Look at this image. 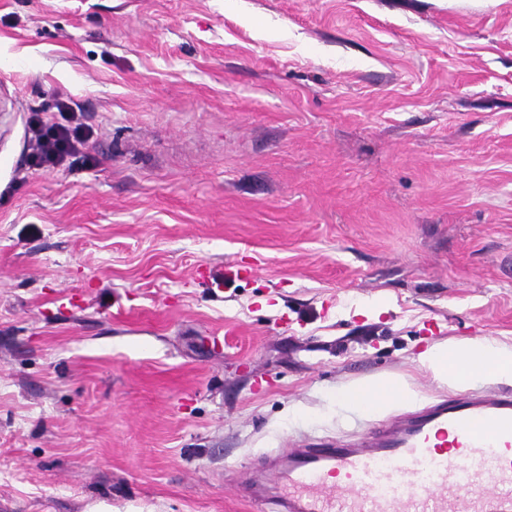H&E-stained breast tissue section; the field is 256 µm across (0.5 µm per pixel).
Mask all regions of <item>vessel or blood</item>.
<instances>
[{
  "label": "vessel or blood",
  "mask_w": 512,
  "mask_h": 512,
  "mask_svg": "<svg viewBox=\"0 0 512 512\" xmlns=\"http://www.w3.org/2000/svg\"><path fill=\"white\" fill-rule=\"evenodd\" d=\"M246 497L277 512H512V393L444 397L276 454Z\"/></svg>",
  "instance_id": "obj_1"
}]
</instances>
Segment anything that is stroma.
Wrapping results in <instances>:
<instances>
[{"mask_svg":"<svg viewBox=\"0 0 512 512\" xmlns=\"http://www.w3.org/2000/svg\"><path fill=\"white\" fill-rule=\"evenodd\" d=\"M61 101L88 163L28 166ZM463 338L512 345V0H0V512H260ZM419 393L402 377L367 379L344 386L336 393V403L371 415L411 405Z\"/></svg>","mask_w":512,"mask_h":512,"instance_id":"1","label":"stroma"}]
</instances>
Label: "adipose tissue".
Masks as SVG:
<instances>
[{
  "mask_svg": "<svg viewBox=\"0 0 512 512\" xmlns=\"http://www.w3.org/2000/svg\"><path fill=\"white\" fill-rule=\"evenodd\" d=\"M420 365L440 384L451 389L468 387L473 379L512 384V346L493 339L441 342L419 357ZM418 392L401 377L367 379L344 386L336 394L340 406L381 416L413 404Z\"/></svg>",
  "mask_w": 512,
  "mask_h": 512,
  "instance_id": "1",
  "label": "adipose tissue"
}]
</instances>
